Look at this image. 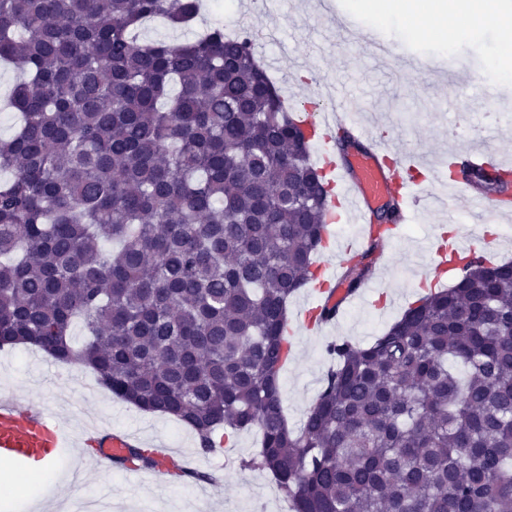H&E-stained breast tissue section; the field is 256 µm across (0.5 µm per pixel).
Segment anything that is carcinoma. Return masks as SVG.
<instances>
[{"label": "carcinoma", "instance_id": "obj_1", "mask_svg": "<svg viewBox=\"0 0 512 512\" xmlns=\"http://www.w3.org/2000/svg\"><path fill=\"white\" fill-rule=\"evenodd\" d=\"M201 0H0L21 120L0 139V349L90 369L192 430L249 429L289 512H512V262L462 261L367 345L338 339L297 428L288 300L316 282L329 182L251 48ZM351 259L347 292L372 254ZM81 320L85 344L72 343ZM125 463L152 470L147 448Z\"/></svg>", "mask_w": 512, "mask_h": 512}]
</instances>
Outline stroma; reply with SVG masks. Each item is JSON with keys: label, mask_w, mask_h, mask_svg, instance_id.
<instances>
[{"label": "stroma", "mask_w": 512, "mask_h": 512, "mask_svg": "<svg viewBox=\"0 0 512 512\" xmlns=\"http://www.w3.org/2000/svg\"><path fill=\"white\" fill-rule=\"evenodd\" d=\"M334 16L324 15L319 0H271L258 8L255 0H235L236 20L244 29L274 30L275 40L256 54L286 100L305 101L327 94L329 86L354 93L362 119L383 114L390 132L408 151L422 154L428 180L436 192L448 189L449 154L469 144L471 128L483 131L489 144L512 157V107L487 97L473 81L472 71L486 67L499 49V35L479 34L446 44L429 35H413L405 22L375 27L371 15L354 10V0H333ZM353 20L358 31L378 29L402 57L423 62V69L402 73L370 54L350 49L347 33L336 17ZM473 218L466 200L454 213L433 210L419 221L398 227L387 242L383 267L344 306L320 334L299 333L294 354L281 375L284 411L289 426H299L316 400L328 367L325 345L339 338L367 344L401 317L423 284L437 278L419 245L450 223L463 230ZM93 374L61 364L31 346L0 350V397L52 408L60 423L78 434L96 424L146 438H159L175 448L190 470L215 473L219 482L170 478L155 484L148 471L121 474L98 465L89 448L60 449L53 478L40 493L49 512H66L78 496L109 497L127 512H288V503L264 471L244 467L260 444L257 431H243L220 453L201 454L195 434L165 415L138 410L98 387L88 392ZM39 501V502H40Z\"/></svg>", "instance_id": "stroma-1"}]
</instances>
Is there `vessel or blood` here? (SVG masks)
<instances>
[{"mask_svg": "<svg viewBox=\"0 0 512 512\" xmlns=\"http://www.w3.org/2000/svg\"><path fill=\"white\" fill-rule=\"evenodd\" d=\"M301 125L311 140L324 147L335 141L336 132L341 128L346 129L353 140L367 144L366 150L354 153L344 163L324 155L323 170L337 188L329 201L330 210L341 211L358 223L367 224L377 209L391 202L397 209L398 223L404 224L411 216L446 207V197L420 182L418 156L400 149L391 138L377 135L375 127L358 122L350 96H342L338 102L330 104L307 103ZM454 161L489 171L512 168V162L492 148L479 131L472 134L469 146L456 155ZM458 192L465 195L468 204L479 214L502 217L508 214L507 209L499 207L492 199L468 193L466 187H459ZM482 241L481 229L476 226L439 243L428 240L424 249L431 254L439 270L452 275L460 268V257L479 253ZM316 286L318 306L338 307L348 297L337 276H319ZM85 443L98 448L100 458L113 464L127 457L129 448L135 446L137 440L126 433L94 430L88 433ZM69 444L68 432L47 408L22 407L6 399L0 400L1 459L43 458L49 449L65 448Z\"/></svg>", "mask_w": 512, "mask_h": 512, "instance_id": "vessel-or-blood-1", "label": "vessel or blood"}]
</instances>
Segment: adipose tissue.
<instances>
[{"instance_id":"1","label":"adipose tissue","mask_w":512,"mask_h":512,"mask_svg":"<svg viewBox=\"0 0 512 512\" xmlns=\"http://www.w3.org/2000/svg\"><path fill=\"white\" fill-rule=\"evenodd\" d=\"M498 29L504 40L502 52L488 70L503 87L512 86V15L485 9L482 0H426L415 29L452 43L484 28Z\"/></svg>"}]
</instances>
